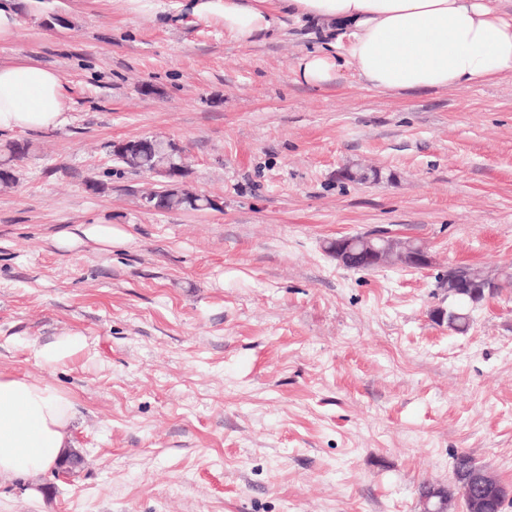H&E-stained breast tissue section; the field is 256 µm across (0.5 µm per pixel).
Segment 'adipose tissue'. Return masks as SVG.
Returning a JSON list of instances; mask_svg holds the SVG:
<instances>
[{"label":"adipose tissue","instance_id":"1","mask_svg":"<svg viewBox=\"0 0 512 512\" xmlns=\"http://www.w3.org/2000/svg\"><path fill=\"white\" fill-rule=\"evenodd\" d=\"M498 0H206L224 31L250 42L272 32L276 15L321 21L332 40L295 65L322 86L351 66L373 90L442 88L490 82L512 72V18ZM66 121L57 72L0 63V131L48 130ZM71 397L50 383L0 371V482L59 464L74 446Z\"/></svg>","mask_w":512,"mask_h":512}]
</instances>
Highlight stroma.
<instances>
[{
  "label": "stroma",
  "instance_id": "1",
  "mask_svg": "<svg viewBox=\"0 0 512 512\" xmlns=\"http://www.w3.org/2000/svg\"><path fill=\"white\" fill-rule=\"evenodd\" d=\"M7 2L0 62L57 71L68 121L0 133L29 145L0 188V370L72 396L84 464L1 482L0 512H423L461 453L512 488V74L317 87L312 20L241 43L192 0ZM151 135L216 208H143L156 179L110 145ZM80 224L111 244L65 245ZM371 232L431 266L324 249ZM452 264L502 278L464 333L434 319Z\"/></svg>",
  "mask_w": 512,
  "mask_h": 512
}]
</instances>
